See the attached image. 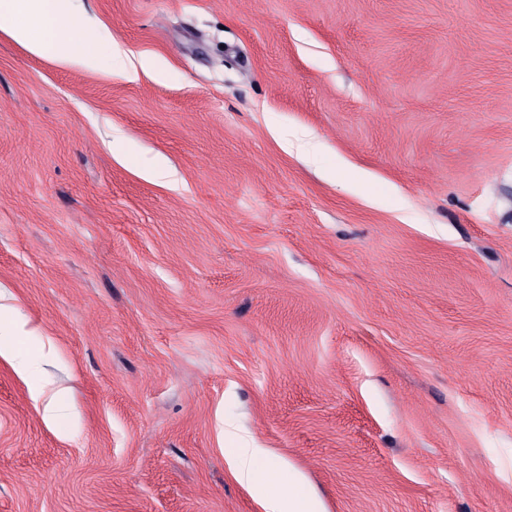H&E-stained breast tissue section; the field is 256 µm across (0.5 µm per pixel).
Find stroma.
I'll return each mask as SVG.
<instances>
[{"instance_id":"obj_1","label":"stroma","mask_w":512,"mask_h":512,"mask_svg":"<svg viewBox=\"0 0 512 512\" xmlns=\"http://www.w3.org/2000/svg\"><path fill=\"white\" fill-rule=\"evenodd\" d=\"M81 4L167 74L0 30V512H264L232 431L326 512H512V0ZM9 307L0 304V357L10 358L13 362L15 370L24 375L29 367L25 361L20 358V355L14 350L11 343L4 342V339L10 338V331L16 329V324L9 317Z\"/></svg>"}]
</instances>
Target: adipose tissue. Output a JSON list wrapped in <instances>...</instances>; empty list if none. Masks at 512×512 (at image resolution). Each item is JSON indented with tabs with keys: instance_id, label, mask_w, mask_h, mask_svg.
<instances>
[{
	"instance_id": "adipose-tissue-1",
	"label": "adipose tissue",
	"mask_w": 512,
	"mask_h": 512,
	"mask_svg": "<svg viewBox=\"0 0 512 512\" xmlns=\"http://www.w3.org/2000/svg\"><path fill=\"white\" fill-rule=\"evenodd\" d=\"M0 21L9 35L36 54L69 64L98 66L97 46L107 42L112 57L121 59L131 75L158 72L157 61L113 42L109 31L92 23L77 0H0Z\"/></svg>"
}]
</instances>
